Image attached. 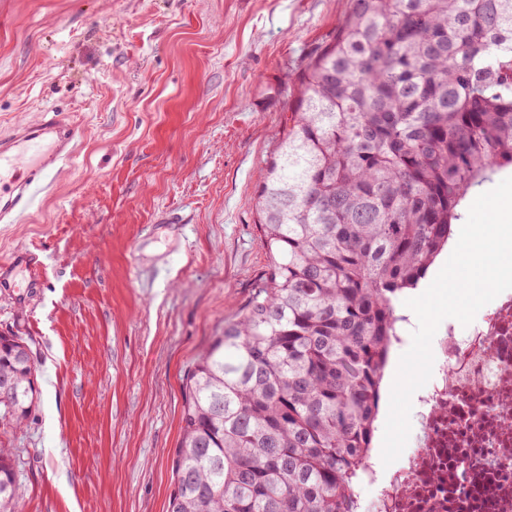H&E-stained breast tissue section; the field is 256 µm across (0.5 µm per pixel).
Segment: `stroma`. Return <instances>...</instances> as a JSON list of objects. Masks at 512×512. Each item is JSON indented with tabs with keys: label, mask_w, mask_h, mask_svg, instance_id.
I'll list each match as a JSON object with an SVG mask.
<instances>
[{
	"label": "stroma",
	"mask_w": 512,
	"mask_h": 512,
	"mask_svg": "<svg viewBox=\"0 0 512 512\" xmlns=\"http://www.w3.org/2000/svg\"><path fill=\"white\" fill-rule=\"evenodd\" d=\"M344 0H0V135H81L0 224V333L39 401L0 423L24 512H166L184 377L264 271L255 197Z\"/></svg>",
	"instance_id": "stroma-1"
}]
</instances>
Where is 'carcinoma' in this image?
<instances>
[{
	"mask_svg": "<svg viewBox=\"0 0 512 512\" xmlns=\"http://www.w3.org/2000/svg\"><path fill=\"white\" fill-rule=\"evenodd\" d=\"M507 168L512 0H348L259 183L266 269L186 375L166 512H357L399 301ZM34 372L0 334L1 422ZM0 512H22L3 450Z\"/></svg>",
	"mask_w": 512,
	"mask_h": 512,
	"instance_id": "1",
	"label": "carcinoma"
}]
</instances>
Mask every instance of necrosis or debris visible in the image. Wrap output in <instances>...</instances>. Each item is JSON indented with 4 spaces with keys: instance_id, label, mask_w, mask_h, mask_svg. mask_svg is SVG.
Returning a JSON list of instances; mask_svg holds the SVG:
<instances>
[{
    "instance_id": "4bbe7bcc",
    "label": "necrosis or debris",
    "mask_w": 512,
    "mask_h": 512,
    "mask_svg": "<svg viewBox=\"0 0 512 512\" xmlns=\"http://www.w3.org/2000/svg\"><path fill=\"white\" fill-rule=\"evenodd\" d=\"M434 344L415 448L398 465L368 466L377 512H512V291Z\"/></svg>"
}]
</instances>
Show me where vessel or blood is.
Here are the masks:
<instances>
[{
	"mask_svg": "<svg viewBox=\"0 0 512 512\" xmlns=\"http://www.w3.org/2000/svg\"><path fill=\"white\" fill-rule=\"evenodd\" d=\"M77 135L76 123L55 110L0 138L1 224L18 223L40 207L51 188L50 165L71 159Z\"/></svg>",
	"mask_w": 512,
	"mask_h": 512,
	"instance_id": "vessel-or-blood-1",
	"label": "vessel or blood"
}]
</instances>
